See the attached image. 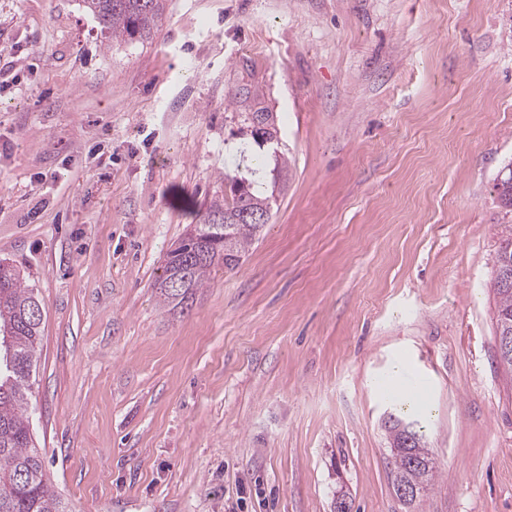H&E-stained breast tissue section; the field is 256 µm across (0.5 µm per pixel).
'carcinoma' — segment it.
Here are the masks:
<instances>
[{
  "label": "carcinoma",
  "instance_id": "1",
  "mask_svg": "<svg viewBox=\"0 0 512 512\" xmlns=\"http://www.w3.org/2000/svg\"><path fill=\"white\" fill-rule=\"evenodd\" d=\"M109 41L148 38L165 9L166 0H80ZM224 181L239 187L231 199L218 197L207 206L197 237L171 249L156 283L161 299L175 310L186 309L212 270L222 264L233 271L263 229L237 219L245 209L270 211L271 197L255 180L236 173ZM494 189L503 208L512 213V177L497 180ZM496 333L512 335V284L493 278ZM42 306L34 289L24 285L20 269L0 261V336L9 335L12 364L0 358V512H68L61 496L48 484L41 450L32 432L30 380L36 370ZM394 457V486L421 495L434 480V462L416 424L392 417L386 425Z\"/></svg>",
  "mask_w": 512,
  "mask_h": 512
}]
</instances>
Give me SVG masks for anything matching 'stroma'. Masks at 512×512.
<instances>
[{
    "label": "stroma",
    "mask_w": 512,
    "mask_h": 512,
    "mask_svg": "<svg viewBox=\"0 0 512 512\" xmlns=\"http://www.w3.org/2000/svg\"><path fill=\"white\" fill-rule=\"evenodd\" d=\"M252 108L287 180L240 266L170 311L165 256ZM511 162L512 0H167L108 46L77 0H0V258L43 306L33 433L71 512H512ZM399 361L428 376L438 471L410 504L379 390ZM493 288L496 294V336L508 332L512 336V281L504 285L494 276Z\"/></svg>",
    "instance_id": "stroma-1"
}]
</instances>
